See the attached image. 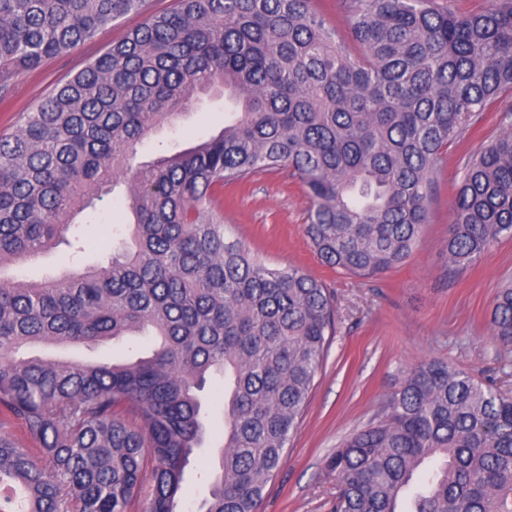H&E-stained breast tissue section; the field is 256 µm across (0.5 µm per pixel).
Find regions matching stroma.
I'll list each match as a JSON object with an SVG mask.
<instances>
[{
	"mask_svg": "<svg viewBox=\"0 0 512 512\" xmlns=\"http://www.w3.org/2000/svg\"><path fill=\"white\" fill-rule=\"evenodd\" d=\"M174 0H147L144 13H132L101 29L76 51L52 57L36 70L18 73L7 104H0V134L15 131L23 114L43 100L61 81L140 24L145 13L172 9ZM512 113V97L502 98L480 115L473 131L448 150L429 203L421 245L397 268L374 280L342 273L322 262L304 235L309 200L288 173H259L224 190L217 213L230 238L245 243L272 267L303 268L323 282L336 300V330L315 389L294 434L277 477L260 512H330L336 477L325 467L340 441L367 424L382 400L394 391L412 366L432 359L447 361L478 377L497 373L499 352L490 333L491 303L498 286L512 280V239L481 254L467 268L448 270V227L456 187L470 156L503 131V117ZM223 103L195 101L176 128L151 136L140 158L149 160L178 141L187 148L218 133L224 126ZM126 188L98 201L74 230L86 243L78 265L106 263L123 236ZM148 338L124 344L41 349L44 357L59 355L93 361H116L149 349ZM203 402L211 413L209 438L193 455V477L185 485L181 512H200L203 493L197 476L213 470V449L224 435V398L206 387Z\"/></svg>",
	"mask_w": 512,
	"mask_h": 512,
	"instance_id": "obj_1",
	"label": "stroma"
}]
</instances>
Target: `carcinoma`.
I'll list each match as a JSON object with an SVG mask.
<instances>
[{
  "instance_id": "cac0c4a2",
  "label": "carcinoma",
  "mask_w": 512,
  "mask_h": 512,
  "mask_svg": "<svg viewBox=\"0 0 512 512\" xmlns=\"http://www.w3.org/2000/svg\"><path fill=\"white\" fill-rule=\"evenodd\" d=\"M58 86L0 137V512H177L203 447L199 396L224 393L219 467L202 512H259L315 387L330 290L226 237L224 186L289 167L304 232L330 267L373 279L419 246L448 147L512 95V0H341L352 43L311 0H177ZM143 0H0V102L19 71L77 48ZM234 118L189 148L135 163L192 98ZM128 182L127 235L107 265L40 282L4 268L64 243ZM512 238V127L467 162L448 268ZM491 330L512 374V285ZM154 337L123 362L20 357ZM332 512H512V391L444 361L409 369L327 463Z\"/></svg>"
}]
</instances>
